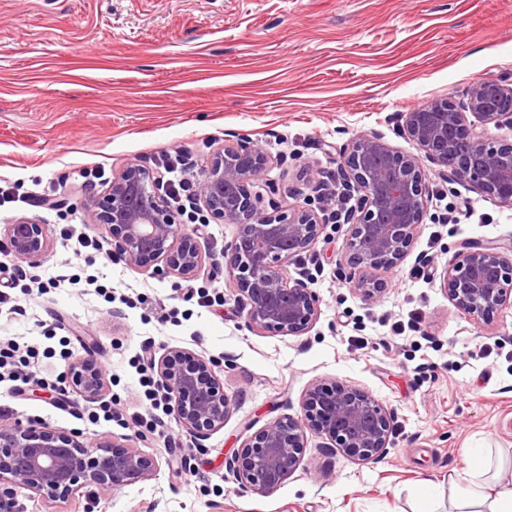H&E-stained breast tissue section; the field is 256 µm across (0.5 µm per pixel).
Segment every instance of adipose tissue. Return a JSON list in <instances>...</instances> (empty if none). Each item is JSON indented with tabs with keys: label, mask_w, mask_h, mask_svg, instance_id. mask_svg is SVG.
I'll return each instance as SVG.
<instances>
[{
	"label": "adipose tissue",
	"mask_w": 512,
	"mask_h": 512,
	"mask_svg": "<svg viewBox=\"0 0 512 512\" xmlns=\"http://www.w3.org/2000/svg\"><path fill=\"white\" fill-rule=\"evenodd\" d=\"M465 456L474 479L451 497L448 512H512V478L492 470L486 449L469 448Z\"/></svg>",
	"instance_id": "1"
}]
</instances>
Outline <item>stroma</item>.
<instances>
[{
    "label": "stroma",
    "instance_id": "stroma-1",
    "mask_svg": "<svg viewBox=\"0 0 512 512\" xmlns=\"http://www.w3.org/2000/svg\"><path fill=\"white\" fill-rule=\"evenodd\" d=\"M480 79L512 83V0H0V226L26 218L50 241L20 272L0 237V342L19 344L16 364L39 376L12 393L0 383V421L158 462L109 495L25 493L20 512H419L426 479L446 512L468 485L464 449H489L511 473L512 307L475 325L443 274L469 242L512 247V207L427 165L424 222L403 261L378 270L376 301L356 288L347 225L324 226L284 269L319 299L298 336L253 332L226 267L192 280L133 269L88 217L128 165L151 171L181 151L198 179L241 139L272 160L251 186L265 211L323 210L317 186L350 139L372 132L417 153L403 115L436 98L463 104ZM87 168L104 172L93 192ZM423 259L426 278L411 277ZM91 347L107 371L101 400L60 397L68 362ZM174 349L215 359L233 401L200 444L140 395L141 358ZM336 382L385 408V454L362 464L310 430L278 490H240L227 459L266 424L302 416L312 384Z\"/></svg>",
    "mask_w": 512,
    "mask_h": 512
}]
</instances>
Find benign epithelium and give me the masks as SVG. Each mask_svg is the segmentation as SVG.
<instances>
[{"instance_id":"benign-epithelium-1","label":"benign epithelium","mask_w":512,"mask_h":512,"mask_svg":"<svg viewBox=\"0 0 512 512\" xmlns=\"http://www.w3.org/2000/svg\"><path fill=\"white\" fill-rule=\"evenodd\" d=\"M509 102L512 85L484 79L469 87L461 110L442 99L405 113L404 134L421 156L403 154L376 134L352 138L342 152L340 186L355 204L330 215L305 206L265 212L250 190L272 164L260 147L242 140L213 154L198 183V203L206 219L238 227L221 257L239 297L249 305V327L293 336L315 323V294L302 281L289 283L283 267L308 251L321 226L332 220L348 225V263L365 272L360 291L379 299L384 284L371 272L394 267L406 256L426 216V160L450 171L451 181L512 207V143H501L488 132V125L512 120V107H505ZM469 113L481 125L469 121ZM88 213L93 223L108 228L112 252L131 266L160 261L162 273L182 278L197 277L204 269L199 227L186 228L161 199L158 178L144 169L131 165L113 178ZM3 234L9 254L20 264L32 265L48 250L43 227L28 219L4 225ZM443 287L471 321L485 322L500 307L512 305V258L496 246L471 243L448 267ZM153 366L183 431L202 441L224 426L232 400L224 393L215 360L175 350ZM105 385L106 371L94 349L68 363L69 391L95 398ZM302 406L306 421L268 424L226 462L242 490L276 491L300 465L307 425L363 462L378 459L389 444L387 413L358 389L343 383L327 390L315 386L304 394ZM155 469L156 461L135 448H91L77 435L0 423V512H16L24 490L61 500L94 486L108 495L146 480Z\"/></svg>"}]
</instances>
